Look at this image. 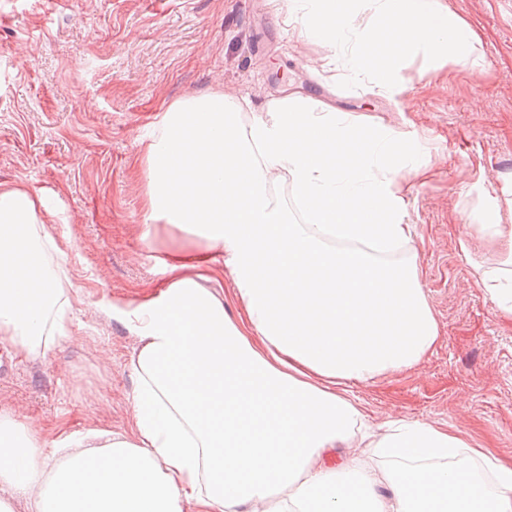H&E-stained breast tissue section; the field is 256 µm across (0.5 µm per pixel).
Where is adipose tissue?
<instances>
[{"mask_svg": "<svg viewBox=\"0 0 512 512\" xmlns=\"http://www.w3.org/2000/svg\"><path fill=\"white\" fill-rule=\"evenodd\" d=\"M140 159L174 252L145 301L107 308L136 341L126 427L45 438L0 408V512H512V458L446 428L372 422L348 386L419 366L440 341L404 187L422 176L384 127L283 98L244 120L223 90L169 103ZM289 180L306 221L271 191ZM56 212L0 185V340L44 361L69 334L45 253ZM479 285L512 323V224Z\"/></svg>", "mask_w": 512, "mask_h": 512, "instance_id": "1", "label": "adipose tissue"}]
</instances>
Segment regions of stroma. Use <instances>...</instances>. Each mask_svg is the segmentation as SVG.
<instances>
[{
	"label": "stroma",
	"mask_w": 512,
	"mask_h": 512,
	"mask_svg": "<svg viewBox=\"0 0 512 512\" xmlns=\"http://www.w3.org/2000/svg\"><path fill=\"white\" fill-rule=\"evenodd\" d=\"M447 2L479 37V67L418 53L405 94L389 97L340 88L327 49L273 0H0V184H26L66 217L53 235L73 335L44 362L0 346V406L50 431L124 427L134 341L101 302L152 297L190 237L159 224L142 238L138 159L163 106L221 89L248 119L288 96L386 126L426 167L405 192L408 252L441 340L417 368L350 391L376 421L409 417L511 457L512 325L472 266L496 255L476 235L464 254L457 235L512 210V0Z\"/></svg>",
	"instance_id": "35a3bbf8"
}]
</instances>
